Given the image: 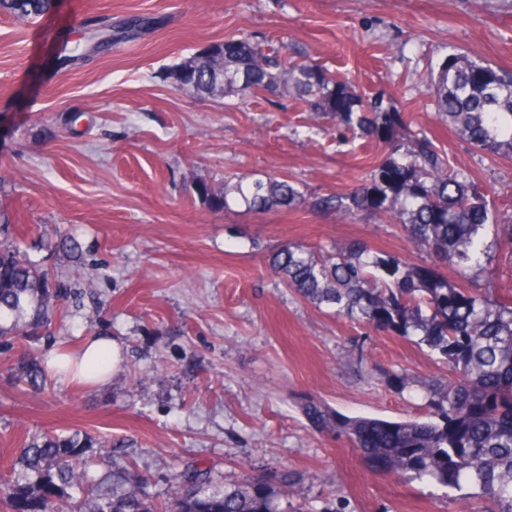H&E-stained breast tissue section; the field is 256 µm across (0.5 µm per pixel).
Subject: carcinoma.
Segmentation results:
<instances>
[{
  "mask_svg": "<svg viewBox=\"0 0 512 512\" xmlns=\"http://www.w3.org/2000/svg\"><path fill=\"white\" fill-rule=\"evenodd\" d=\"M57 0H0V13L21 20L52 13ZM173 77L193 94L252 96L291 93L314 116L336 120L350 135L366 134L387 147V157L341 193L315 197L311 206L341 220L367 211L401 226L429 265L377 252L364 242L306 247L285 243L267 258L269 271L318 309L399 336L437 354L448 377L421 384L431 419L387 421L338 414L308 396L300 409L318 432L346 438L361 462L396 475L459 492L476 491L482 512H512V298L481 288L494 245L512 247V219L492 215L475 183L451 167L425 132H414L391 101L364 98L350 81L307 58L283 56L265 41L240 36L214 43L177 65ZM428 85L436 119L454 127L474 149L512 158V72L450 53L431 70ZM196 193L214 211L242 205L263 213L303 199L275 174L229 175ZM450 267L468 279H448ZM59 299L48 275L12 246L0 244V340L37 336ZM18 382L39 388L36 360H22ZM99 446L94 479L85 449ZM112 449L81 431L42 433L22 443L18 463L31 479L0 482V512H309L302 480L286 471L252 470L227 482L190 464L173 475L160 501L147 479Z\"/></svg>",
  "mask_w": 512,
  "mask_h": 512,
  "instance_id": "cac0c4a2",
  "label": "carcinoma"
}]
</instances>
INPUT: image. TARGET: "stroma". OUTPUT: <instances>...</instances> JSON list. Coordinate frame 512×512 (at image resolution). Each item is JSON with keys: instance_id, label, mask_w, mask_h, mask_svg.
<instances>
[{"instance_id": "1", "label": "stroma", "mask_w": 512, "mask_h": 512, "mask_svg": "<svg viewBox=\"0 0 512 512\" xmlns=\"http://www.w3.org/2000/svg\"><path fill=\"white\" fill-rule=\"evenodd\" d=\"M148 19L140 35L90 49L87 20ZM247 32L309 53L384 95L512 214V160L471 147L434 117L427 85L448 51L512 71V0H58L27 24L0 14V209L9 240L64 288L43 335L0 347V481L18 478L26 436L80 430L120 447L158 498L193 462L234 478L285 469L314 512L342 490L344 512H455L440 491L367 469L345 440L313 432L295 406L314 395L349 416L425 414L437 356L321 311L266 268L278 246L364 242L426 264L401 227L298 204L214 211L194 192L225 176L277 173L305 195L343 190L386 157L311 119L293 98L185 92L170 76L208 45ZM87 59L60 67L74 46ZM120 343L107 382L14 384L22 353L47 361L91 336ZM407 374L404 392L384 381Z\"/></svg>"}]
</instances>
